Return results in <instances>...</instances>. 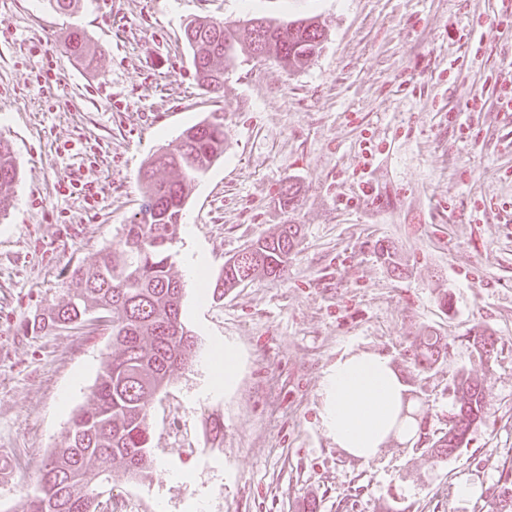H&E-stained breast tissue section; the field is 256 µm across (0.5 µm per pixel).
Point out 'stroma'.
<instances>
[{
	"label": "stroma",
	"instance_id": "1",
	"mask_svg": "<svg viewBox=\"0 0 512 512\" xmlns=\"http://www.w3.org/2000/svg\"><path fill=\"white\" fill-rule=\"evenodd\" d=\"M500 6L0 0V139L19 170L0 217V512H19L112 351L94 320L47 334L23 324L120 238L151 155L215 112L224 154L195 182L172 257L200 350L151 403V479L114 470L112 512H304L311 501L317 512H493L512 482V112L497 82L512 72V27ZM198 17L313 18L325 39L300 71L240 53L209 93L183 39ZM76 28L92 65L66 49ZM49 66L53 84L39 78ZM475 95L481 110L465 111ZM76 172L98 190L96 213L56 191ZM284 224L300 234L283 275L213 296L225 261ZM193 253L205 284L189 276ZM477 329L494 354L480 371L487 419L466 447L438 462L393 438L366 463L326 436L321 377L351 348L387 356L412 412L447 432L450 376L476 367ZM425 336L443 343L428 369L414 360ZM223 342L239 367L215 392L209 359Z\"/></svg>",
	"mask_w": 512,
	"mask_h": 512
}]
</instances>
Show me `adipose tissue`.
<instances>
[{"instance_id": "obj_1", "label": "adipose tissue", "mask_w": 512, "mask_h": 512, "mask_svg": "<svg viewBox=\"0 0 512 512\" xmlns=\"http://www.w3.org/2000/svg\"><path fill=\"white\" fill-rule=\"evenodd\" d=\"M321 426L349 455L373 460L394 437L413 435L405 387L385 356L349 350L328 366L320 382Z\"/></svg>"}]
</instances>
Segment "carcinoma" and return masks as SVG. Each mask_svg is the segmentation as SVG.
<instances>
[{
    "mask_svg": "<svg viewBox=\"0 0 512 512\" xmlns=\"http://www.w3.org/2000/svg\"><path fill=\"white\" fill-rule=\"evenodd\" d=\"M324 29L314 19L279 21L264 33L266 53L288 70H300L321 50ZM198 83L209 92L224 89V74L236 65L238 49L253 52L247 26L195 20L185 27ZM67 50L85 55L87 38L69 33ZM224 154V119L215 115L185 129L173 149L153 154L139 172L144 194L140 211L124 225L116 244L104 248L96 262L77 267L68 298L33 316L32 330L50 333L84 323L103 313L111 323L112 353L100 367L92 404L72 418L60 444L42 462L32 496L21 512H103L102 487L118 463L131 478L151 473L149 405L173 376L186 369L197 338L182 320L183 288L171 273L172 243L179 230L193 183ZM17 169L10 145L0 140V216L13 207ZM299 235L296 224L259 238L224 266L214 292L229 290L258 277H281ZM472 346L480 364H488L493 345L477 331ZM442 344L426 336L416 347L421 365L440 357ZM455 407L448 432L437 436L417 423V445L445 460L468 443L473 427L486 419L477 371L452 376Z\"/></svg>",
    "mask_w": 512,
    "mask_h": 512,
    "instance_id": "carcinoma-1",
    "label": "carcinoma"
}]
</instances>
